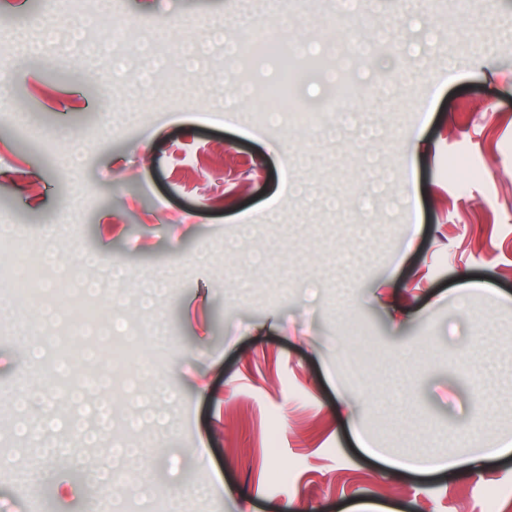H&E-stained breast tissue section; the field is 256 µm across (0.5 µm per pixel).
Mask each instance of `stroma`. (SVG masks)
Listing matches in <instances>:
<instances>
[{
    "label": "stroma",
    "mask_w": 512,
    "mask_h": 512,
    "mask_svg": "<svg viewBox=\"0 0 512 512\" xmlns=\"http://www.w3.org/2000/svg\"><path fill=\"white\" fill-rule=\"evenodd\" d=\"M105 4L172 55L199 40L201 63L146 90L113 75L98 27L75 44L61 22L44 52L53 70L0 36L14 99L47 139L29 141L0 112V223L36 254L97 253L85 278L125 266L123 295L97 300L125 327L154 328L160 379L101 387L79 407L58 388L16 407L28 380L52 375L88 335L64 310L29 314L13 292L25 270L0 239V512H85L98 498L76 463L34 459L18 435L51 406L52 434L111 468L112 512H487L496 490L507 493L499 512H512V454L466 477L386 463L453 452L467 429L512 438V0H470L463 14L446 0H362L352 28L396 38L354 63L326 29L336 0H280L272 13L256 0ZM282 19L289 45L310 42L296 89L321 115L309 132L256 126L246 99L223 104L225 75L261 88L278 64L225 59L210 29L240 42ZM341 84L365 90L350 124L336 110ZM103 85L125 115L112 136ZM412 137L423 152H408ZM218 149L234 159L220 172ZM75 150L86 154L77 170L63 163ZM76 196L81 213L55 235ZM161 273L167 292L142 307ZM105 399L112 429L91 447L77 425ZM156 401L168 421L147 427L143 462L113 460V432Z\"/></svg>",
    "instance_id": "obj_1"
}]
</instances>
